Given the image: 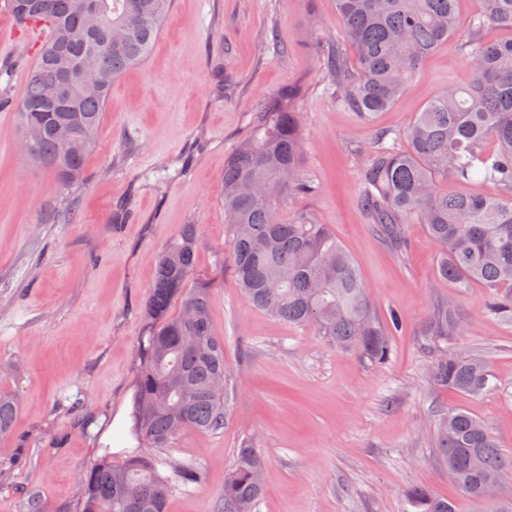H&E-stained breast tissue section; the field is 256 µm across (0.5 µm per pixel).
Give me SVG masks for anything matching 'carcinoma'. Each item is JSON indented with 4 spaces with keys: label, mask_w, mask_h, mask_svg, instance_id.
<instances>
[{
    "label": "carcinoma",
    "mask_w": 512,
    "mask_h": 512,
    "mask_svg": "<svg viewBox=\"0 0 512 512\" xmlns=\"http://www.w3.org/2000/svg\"><path fill=\"white\" fill-rule=\"evenodd\" d=\"M6 2L21 29H51L36 47L16 106L21 129L42 125L27 155L64 184L78 183L112 84L150 55L173 0ZM480 2L462 29L458 0H336L345 39L331 43L322 72L336 107L369 124L395 104L429 55L454 43L468 62L470 82L448 81L406 132H376L363 149V208L379 235L397 246L405 241V225H425L438 255V280L460 290L486 288L481 312L512 323V38L484 39L489 28L512 32V0ZM298 97L297 86L283 87L224 160L220 202L233 273L255 309L290 326L312 327L329 347L383 364L400 316L380 315L350 252L299 205L312 186L301 166ZM490 140L497 145L491 153ZM450 178L477 189L450 195L441 189ZM197 248V226L187 224L158 254L144 304L147 330L135 351L130 434L148 448H171L188 432L224 426V340L212 325L210 284L192 283ZM467 326L457 305L437 300L420 335L433 357V385L479 395L489 386L488 360L448 347ZM16 410L14 393L0 388V437ZM437 453L461 493L476 501H485L486 484L512 473V453L461 408L443 418ZM124 454L115 465L107 450L82 474L84 512H167L173 490L201 482L192 461L140 448ZM263 467L253 444L239 448L220 512H255ZM407 500L414 512H457L454 501L423 487L411 488ZM489 504V512H512V492L500 485Z\"/></svg>",
    "instance_id": "1"
}]
</instances>
